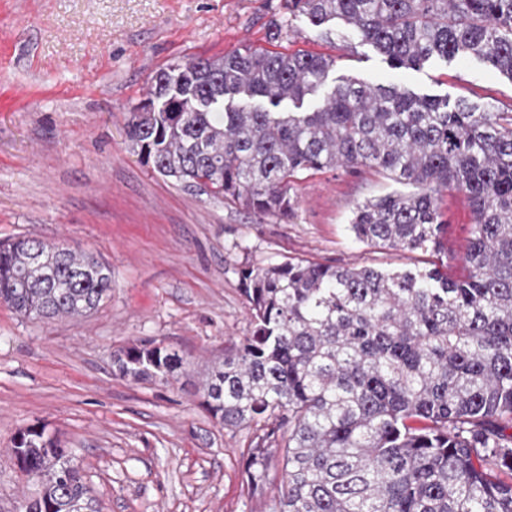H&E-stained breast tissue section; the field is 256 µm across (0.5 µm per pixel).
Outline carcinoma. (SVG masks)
Returning a JSON list of instances; mask_svg holds the SVG:
<instances>
[{
    "label": "carcinoma",
    "instance_id": "cac0c4a2",
    "mask_svg": "<svg viewBox=\"0 0 512 512\" xmlns=\"http://www.w3.org/2000/svg\"><path fill=\"white\" fill-rule=\"evenodd\" d=\"M329 39L354 29L394 68L474 57L512 80V0H281ZM335 66L244 47L171 65L130 113L141 160L186 188L291 220L306 172L371 168L401 186L356 207L350 228L404 253L441 245L438 195L465 193L468 274L288 259L240 271L251 331L202 384L224 428L263 431L249 485L282 479L273 512H512V112L348 78L301 107ZM112 292V270L35 237L0 242V305L79 319ZM187 361L151 341L113 356L122 377L169 380ZM12 451L37 496L19 512H94L72 451L45 427Z\"/></svg>",
    "mask_w": 512,
    "mask_h": 512
}]
</instances>
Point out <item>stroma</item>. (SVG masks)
Here are the masks:
<instances>
[{"label": "stroma", "mask_w": 512, "mask_h": 512, "mask_svg": "<svg viewBox=\"0 0 512 512\" xmlns=\"http://www.w3.org/2000/svg\"><path fill=\"white\" fill-rule=\"evenodd\" d=\"M279 2L0 0V241L36 236L112 269L110 295L80 320L0 306V512L37 491L12 452L33 425L73 450L96 512H271L277 482L254 491L244 472L255 431L224 429L199 394L250 330L240 268L435 263L465 275L464 193L440 196V249L407 256L350 230L356 205L395 188L373 170L301 175L296 215L283 221L185 188L132 151L129 113L158 70L245 44L335 58L307 111L344 77L512 110V80L472 57L395 70L356 32L322 39L298 13L287 38L268 43ZM143 340L186 358V373L168 383L116 375L114 352Z\"/></svg>", "instance_id": "stroma-1"}]
</instances>
